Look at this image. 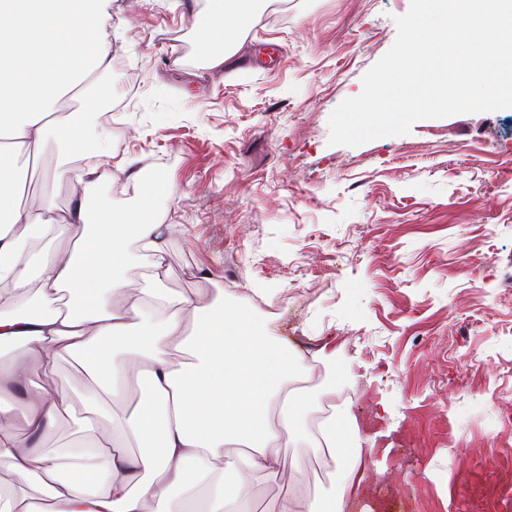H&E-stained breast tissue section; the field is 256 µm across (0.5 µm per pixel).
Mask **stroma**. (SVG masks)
<instances>
[{
  "mask_svg": "<svg viewBox=\"0 0 512 512\" xmlns=\"http://www.w3.org/2000/svg\"><path fill=\"white\" fill-rule=\"evenodd\" d=\"M223 68L207 0H111L112 56L77 96L93 139L163 177L168 288H256L270 335L336 344L310 416L350 405L373 456L352 512H512V108L357 147L362 91L410 0H284Z\"/></svg>",
  "mask_w": 512,
  "mask_h": 512,
  "instance_id": "stroma-1",
  "label": "stroma"
}]
</instances>
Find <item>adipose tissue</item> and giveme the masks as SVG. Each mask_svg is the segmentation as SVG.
Instances as JSON below:
<instances>
[{
  "label": "adipose tissue",
  "instance_id": "obj_1",
  "mask_svg": "<svg viewBox=\"0 0 512 512\" xmlns=\"http://www.w3.org/2000/svg\"><path fill=\"white\" fill-rule=\"evenodd\" d=\"M110 0H0V466L14 475L0 512H255V475L281 478L273 512H349L371 449L350 410L310 423L303 356L265 335L241 305L167 286V227L141 207L103 220L92 198L105 173L95 140L57 116L61 96L111 66ZM266 0H211L205 63L235 55ZM92 44L88 53L79 44ZM60 149L52 177L79 193L63 212L16 199L20 165ZM92 158L73 172L72 157ZM148 259L130 281L135 252ZM72 358L88 378L76 394L59 374ZM40 373L48 385L34 384ZM146 402L129 407L124 384ZM82 400L78 436L42 448ZM23 421L25 433L14 430ZM328 456L341 478L331 501L300 479L299 448Z\"/></svg>",
  "mask_w": 512,
  "mask_h": 512
}]
</instances>
